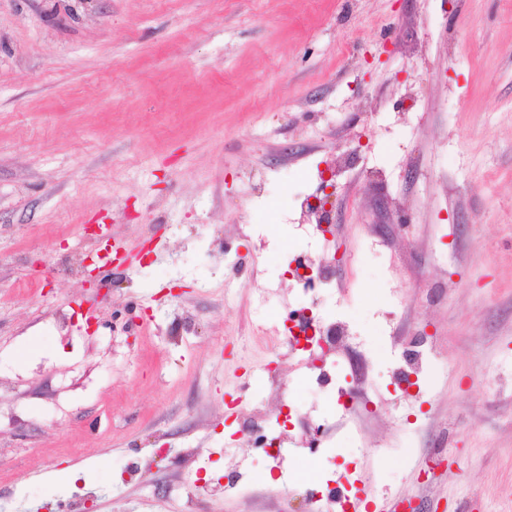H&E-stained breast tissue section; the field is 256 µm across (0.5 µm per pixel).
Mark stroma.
<instances>
[{"label": "stroma", "mask_w": 512, "mask_h": 512, "mask_svg": "<svg viewBox=\"0 0 512 512\" xmlns=\"http://www.w3.org/2000/svg\"><path fill=\"white\" fill-rule=\"evenodd\" d=\"M339 152L331 245L356 261L317 301L384 408L330 421L336 462L304 475L224 396L278 416L255 367ZM89 224L128 258L99 290ZM423 334L409 423L388 385ZM284 367L298 436L329 395ZM311 481L512 512V0H0V512H321Z\"/></svg>", "instance_id": "1"}]
</instances>
